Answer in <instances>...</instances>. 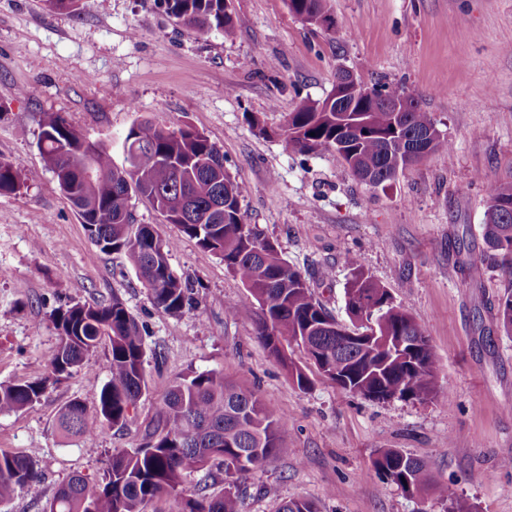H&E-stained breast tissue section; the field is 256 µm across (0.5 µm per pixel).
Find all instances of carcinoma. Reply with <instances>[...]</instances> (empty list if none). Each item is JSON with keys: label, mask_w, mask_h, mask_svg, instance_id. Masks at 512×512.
I'll return each mask as SVG.
<instances>
[{"label": "carcinoma", "mask_w": 512, "mask_h": 512, "mask_svg": "<svg viewBox=\"0 0 512 512\" xmlns=\"http://www.w3.org/2000/svg\"><path fill=\"white\" fill-rule=\"evenodd\" d=\"M225 0H161L165 12L199 33L235 36ZM327 0H288L291 12L313 6L329 15ZM372 92L387 101L403 98L410 112H315L305 105L288 115L282 143L299 154L336 151L352 175L384 188L398 172L425 158L419 141L429 131V153H449L414 91L383 85ZM38 148L60 190L72 202L91 239L106 252L126 255L138 280L150 291L154 307L177 314L191 306L190 286L169 264L173 242L157 234L154 249L145 225L135 223L129 193L145 197L169 224L219 256L256 300L260 314L255 336L288 369L297 387L310 380L304 369L282 354L281 341H293L310 358L323 362L326 377L345 391L377 400H428L439 396L437 359L425 327L389 289L365 273L357 257L348 259L351 278L344 291L350 325H342L318 301L302 274L281 257L276 244L258 225L242 221L244 187L224 166L220 149L198 130H177L137 122L122 140L135 170L112 161V144L100 141L89 174L80 133L56 112L41 117ZM23 184L14 163L0 158V195ZM489 250L500 257L503 289L497 316L512 335V183L487 184L483 224ZM59 342L48 360L47 376L23 383L0 384V412L21 410L39 401L50 385L80 368L102 337L110 342V380L98 402L89 407L72 400L57 423L67 436L93 438L106 428L123 427L130 409L147 387L146 345L137 320L116 296L107 304L76 302L55 316ZM288 418L268 409L252 391L237 389L224 375L204 371L178 377L156 407V423L135 448L112 453L108 477L99 483L74 475L56 490L46 512H145L161 498L174 501L176 512H240L241 482L279 447ZM224 469L220 495H188L183 477L213 461ZM375 469L404 493L423 497L436 491L426 465L396 448L381 450ZM36 478L29 456L0 454V502L15 488ZM278 512H317L306 499H290Z\"/></svg>", "instance_id": "obj_1"}]
</instances>
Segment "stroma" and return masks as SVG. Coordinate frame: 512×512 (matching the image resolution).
I'll list each match as a JSON object with an SVG mask.
<instances>
[{"label": "stroma", "instance_id": "1", "mask_svg": "<svg viewBox=\"0 0 512 512\" xmlns=\"http://www.w3.org/2000/svg\"><path fill=\"white\" fill-rule=\"evenodd\" d=\"M229 8L230 40L182 27L156 0H83L76 12L0 0V158L24 179L0 195V383L46 375L60 306L116 296L145 330L148 384L126 426L91 439L61 434L59 409L95 404L111 377L103 342L40 401L0 413V453L32 455L40 476L0 512H44L75 474L105 479L112 451L139 445L172 381L191 371L221 373L288 416L276 452L246 477L241 512H277L289 499L313 500L319 512H446L451 501L512 512V337L498 323L501 272L483 240L486 185L512 181V0H329L331 30L303 23L287 0ZM342 68L369 87L414 89L451 154L427 156L382 190L336 152L285 150L288 113L324 100ZM45 112L111 141L119 166L135 122L204 133L246 188L244 223L264 230L337 321L348 320L355 254L425 326L439 397L345 392L290 342L311 379L299 389L255 339L258 305L223 260L135 195L136 222L173 241L170 264L193 287L192 307L156 310L128 258L101 251L47 169L37 146ZM252 117L265 134L251 130ZM479 258L474 281L465 266ZM322 269L329 279L318 280ZM383 448L426 462L437 493L411 497L378 474Z\"/></svg>", "mask_w": 512, "mask_h": 512}]
</instances>
